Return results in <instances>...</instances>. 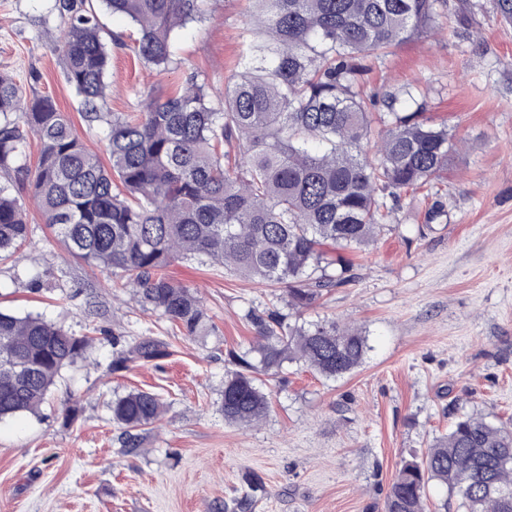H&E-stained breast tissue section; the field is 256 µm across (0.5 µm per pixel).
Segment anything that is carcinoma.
<instances>
[{
	"label": "carcinoma",
	"mask_w": 512,
	"mask_h": 512,
	"mask_svg": "<svg viewBox=\"0 0 512 512\" xmlns=\"http://www.w3.org/2000/svg\"><path fill=\"white\" fill-rule=\"evenodd\" d=\"M137 28V53L166 70L176 30L207 13L209 0H100ZM250 16L259 65L224 87L213 105L205 84L141 92L140 112H103L109 55L91 0H57L66 25L53 46L88 125L106 128L109 165L89 151L51 98H27L0 75V171L20 173L28 140L40 152L29 182L44 223L69 252L102 273L121 274L143 304L185 336L207 335L202 301L164 270L194 258L287 288L299 310L351 278L346 251H362L389 216L387 199L429 184L460 142L448 127L419 122L396 105L423 108L412 87L388 96L362 88L360 60L425 32L438 0H255ZM512 25V0H490ZM28 238L23 205L0 183V258ZM253 346L224 375V422L259 424L271 399L260 376L301 363L326 380L355 371L368 337L334 319L285 323L276 311L250 318ZM92 338L39 315L0 310V421L37 413L61 370L84 357ZM162 355L144 338L119 350L112 369ZM160 394L132 390L112 400L125 447L164 412ZM435 481L464 512H512V428L478 415L458 418L419 457L402 462L384 512H425Z\"/></svg>",
	"instance_id": "carcinoma-1"
}]
</instances>
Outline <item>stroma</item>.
Listing matches in <instances>:
<instances>
[{
	"label": "stroma",
	"mask_w": 512,
	"mask_h": 512,
	"mask_svg": "<svg viewBox=\"0 0 512 512\" xmlns=\"http://www.w3.org/2000/svg\"><path fill=\"white\" fill-rule=\"evenodd\" d=\"M248 0H209L203 20L176 32L177 66L159 72L136 55L129 20L103 16L109 40L107 108L140 109L139 90L167 89L191 74L212 98L255 66ZM461 0H447L431 31L382 59L362 62L377 97L412 85L421 121L447 126L464 148L431 186L391 203L374 243L352 254V279L308 308L309 321L361 328L371 349L352 374L325 380L299 364L263 377L271 408L257 426L225 424L224 373L255 336L250 313L287 312L284 287L250 282L189 259L167 273L197 291L205 336L181 335L131 290L69 254L36 207L24 176L12 193L25 206L30 240L0 261V308L35 313L94 336L65 367L40 414L0 421V512H382L402 459L425 450L464 415L512 425V25L489 11L470 37ZM64 24L56 0H0V72L23 92L53 99L84 145L105 155L62 64L50 49ZM443 201L446 217L426 214ZM44 286L34 291L32 278ZM104 326L108 335H95ZM126 345L152 337L163 356L120 370L112 334ZM132 389L159 393L167 411L127 452L107 404ZM71 402V418L61 415Z\"/></svg>",
	"instance_id": "stroma-1"
}]
</instances>
